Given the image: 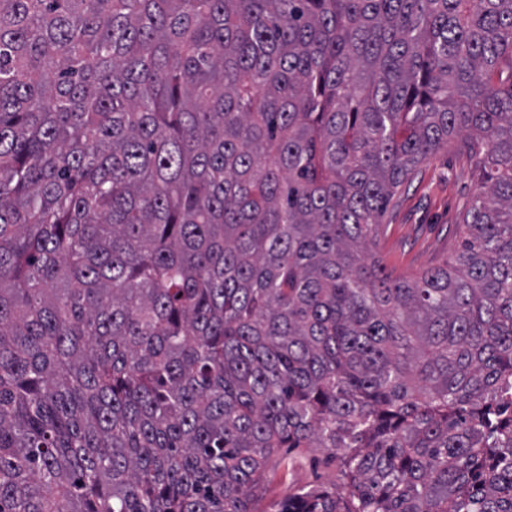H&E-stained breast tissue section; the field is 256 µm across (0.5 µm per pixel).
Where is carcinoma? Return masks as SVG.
<instances>
[{
  "mask_svg": "<svg viewBox=\"0 0 512 512\" xmlns=\"http://www.w3.org/2000/svg\"><path fill=\"white\" fill-rule=\"evenodd\" d=\"M280 448L343 485L278 512H512V0H0V512H263ZM480 181L476 156L459 141L421 164L381 218L377 252L385 265L412 275L452 262L461 244L460 214Z\"/></svg>",
  "mask_w": 512,
  "mask_h": 512,
  "instance_id": "obj_1",
  "label": "carcinoma"
}]
</instances>
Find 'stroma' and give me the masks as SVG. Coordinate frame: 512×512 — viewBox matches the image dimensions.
Listing matches in <instances>:
<instances>
[{"label": "stroma", "instance_id": "35a3bbf8", "mask_svg": "<svg viewBox=\"0 0 512 512\" xmlns=\"http://www.w3.org/2000/svg\"><path fill=\"white\" fill-rule=\"evenodd\" d=\"M481 186L476 156L460 143L442 147L421 164L381 218L377 252L400 275H412L453 261L461 244L460 214ZM342 478L325 452L278 449L261 488L263 512L307 487L336 492Z\"/></svg>", "mask_w": 512, "mask_h": 512}]
</instances>
